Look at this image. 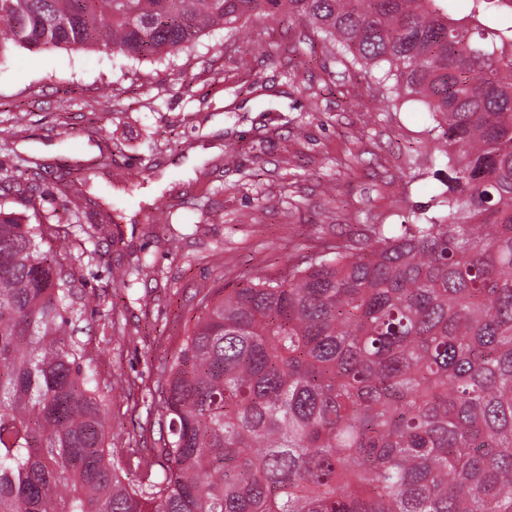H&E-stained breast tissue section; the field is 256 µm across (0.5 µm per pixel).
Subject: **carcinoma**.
Returning <instances> with one entry per match:
<instances>
[{
	"label": "carcinoma",
	"instance_id": "obj_1",
	"mask_svg": "<svg viewBox=\"0 0 512 512\" xmlns=\"http://www.w3.org/2000/svg\"><path fill=\"white\" fill-rule=\"evenodd\" d=\"M0 0L15 47L153 60L283 12L439 131L405 224L200 300L158 390L167 437L124 483L69 332L53 216L0 204V512H512V0ZM41 169L13 181L34 200Z\"/></svg>",
	"mask_w": 512,
	"mask_h": 512
}]
</instances>
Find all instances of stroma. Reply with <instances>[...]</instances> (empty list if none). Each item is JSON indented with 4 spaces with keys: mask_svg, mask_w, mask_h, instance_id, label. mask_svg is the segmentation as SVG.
<instances>
[{
    "mask_svg": "<svg viewBox=\"0 0 512 512\" xmlns=\"http://www.w3.org/2000/svg\"><path fill=\"white\" fill-rule=\"evenodd\" d=\"M307 33L283 13L160 62L18 49L0 66V175L44 166L43 208L68 222L52 246L61 263L80 260L77 338L108 447H158L157 387L209 289L367 239L434 192L425 108H386L379 69L343 63ZM207 145L218 154L184 177L182 161ZM80 177L88 204L72 224ZM105 200L119 215L111 236L87 239ZM136 257L142 271L113 283L112 267Z\"/></svg>",
    "mask_w": 512,
    "mask_h": 512,
    "instance_id": "35a3bbf8",
    "label": "stroma"
}]
</instances>
